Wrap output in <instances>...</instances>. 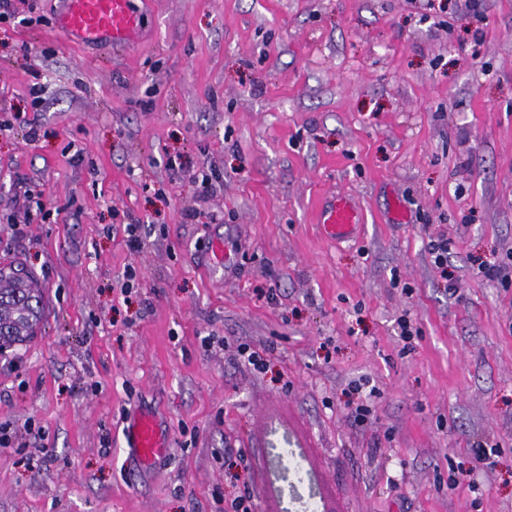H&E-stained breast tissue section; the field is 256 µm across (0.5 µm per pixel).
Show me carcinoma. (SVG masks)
Instances as JSON below:
<instances>
[{"instance_id": "obj_1", "label": "carcinoma", "mask_w": 512, "mask_h": 512, "mask_svg": "<svg viewBox=\"0 0 512 512\" xmlns=\"http://www.w3.org/2000/svg\"><path fill=\"white\" fill-rule=\"evenodd\" d=\"M31 283L33 277L22 268H0V353L33 335L41 319L42 294Z\"/></svg>"}]
</instances>
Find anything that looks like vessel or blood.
I'll return each mask as SVG.
<instances>
[{
    "label": "vessel or blood",
    "mask_w": 512,
    "mask_h": 512,
    "mask_svg": "<svg viewBox=\"0 0 512 512\" xmlns=\"http://www.w3.org/2000/svg\"><path fill=\"white\" fill-rule=\"evenodd\" d=\"M142 25L135 0H63L57 22L71 41L115 46L138 43ZM319 222L326 235L344 239L360 224L361 213L349 199L336 197L322 205ZM126 433L140 465H152L165 455L168 435L154 414L135 413L127 422Z\"/></svg>",
    "instance_id": "b4317fda"
}]
</instances>
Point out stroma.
Instances as JSON below:
<instances>
[{
    "mask_svg": "<svg viewBox=\"0 0 512 512\" xmlns=\"http://www.w3.org/2000/svg\"><path fill=\"white\" fill-rule=\"evenodd\" d=\"M11 4L0 264L45 312L0 355V512H512V0H148L118 49ZM318 222L326 235L344 239L349 237L360 224L361 213L349 199L336 197L322 205ZM129 444L142 466H150L163 457L168 448V435L157 417L138 411L127 421Z\"/></svg>",
    "mask_w": 512,
    "mask_h": 512,
    "instance_id": "35a3bbf8",
    "label": "stroma"
}]
</instances>
